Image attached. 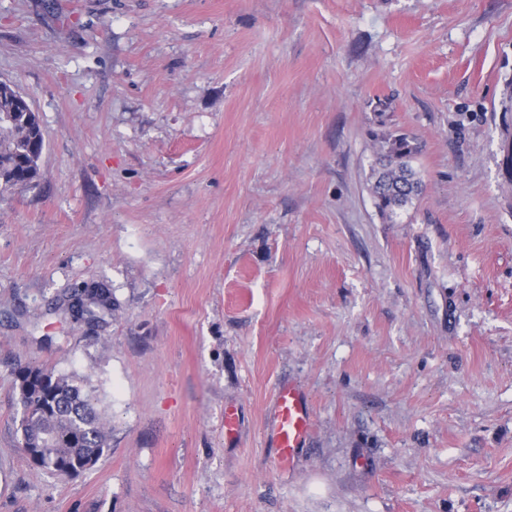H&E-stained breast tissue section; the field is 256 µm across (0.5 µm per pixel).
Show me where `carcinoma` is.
I'll return each mask as SVG.
<instances>
[{"mask_svg": "<svg viewBox=\"0 0 512 512\" xmlns=\"http://www.w3.org/2000/svg\"><path fill=\"white\" fill-rule=\"evenodd\" d=\"M11 92L0 88V179L3 189L33 186L39 175L38 154L44 141L38 116L12 112ZM503 140L502 168L512 170V91L501 102ZM379 168L371 191L383 215L406 204L422 190V182L410 166L419 153L417 141L405 134L375 137ZM113 308L112 289L76 288L66 310L75 322L91 321ZM22 413L19 420L21 448L33 464L61 477L86 471L109 447L112 421L99 408V398L79 385L73 375L28 364L14 382Z\"/></svg>", "mask_w": 512, "mask_h": 512, "instance_id": "cac0c4a2", "label": "carcinoma"}]
</instances>
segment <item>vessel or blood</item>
<instances>
[{
	"label": "vessel or blood",
	"mask_w": 512,
	"mask_h": 512,
	"mask_svg": "<svg viewBox=\"0 0 512 512\" xmlns=\"http://www.w3.org/2000/svg\"><path fill=\"white\" fill-rule=\"evenodd\" d=\"M311 414L298 386L278 388L275 393L274 441L281 460H290L311 428Z\"/></svg>",
	"instance_id": "obj_1"
}]
</instances>
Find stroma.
<instances>
[{
  "instance_id": "1",
  "label": "stroma",
  "mask_w": 512,
  "mask_h": 512,
  "mask_svg": "<svg viewBox=\"0 0 512 512\" xmlns=\"http://www.w3.org/2000/svg\"><path fill=\"white\" fill-rule=\"evenodd\" d=\"M0 81L45 135L0 197V512H512V0H0ZM30 362L112 420L78 477L19 445ZM502 129L504 132L503 140V160L502 168L506 172V180L512 182V136H511V112H512V91L506 93L502 102ZM511 169V174H507ZM380 167L375 173L371 191L374 203L382 215L394 207L405 205L422 190V182L410 166V160L419 153L417 141L406 134L375 135ZM67 301L66 310L74 322L94 320L100 312L112 313L114 305L110 288H76ZM311 414L296 385L282 386L275 393L274 441L281 461L291 460L311 428Z\"/></svg>"
}]
</instances>
